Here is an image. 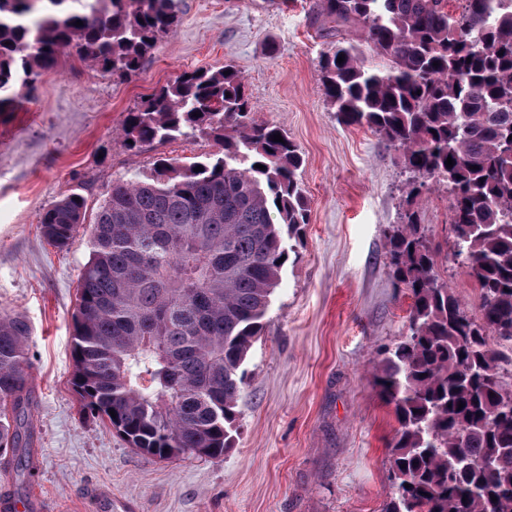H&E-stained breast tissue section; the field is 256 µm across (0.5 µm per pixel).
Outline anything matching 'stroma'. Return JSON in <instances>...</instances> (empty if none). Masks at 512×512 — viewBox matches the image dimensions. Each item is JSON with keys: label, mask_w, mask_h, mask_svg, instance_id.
<instances>
[{"label": "stroma", "mask_w": 512, "mask_h": 512, "mask_svg": "<svg viewBox=\"0 0 512 512\" xmlns=\"http://www.w3.org/2000/svg\"><path fill=\"white\" fill-rule=\"evenodd\" d=\"M309 0H181L175 34L123 81L77 57L44 75L33 96L0 112V316L32 327L27 343L40 477L10 484L49 512H94L104 487L128 512H381L392 493L397 422L374 384L403 340L411 299L395 287L389 235L407 210L439 250L436 268L477 313L480 293L453 252L446 186L409 199L401 158L377 135L342 124L318 76L327 45L306 22ZM233 65L256 119L283 129L304 163L308 222L287 241L261 336L247 361L233 444L223 459L136 454L84 418L69 380L78 275L89 249L50 246L39 220L65 195L95 213L118 178L159 157L205 160L216 145L177 138L129 148L127 112L179 73Z\"/></svg>", "instance_id": "stroma-1"}]
</instances>
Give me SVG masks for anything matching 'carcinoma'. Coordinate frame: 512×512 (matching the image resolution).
Instances as JSON below:
<instances>
[{"mask_svg": "<svg viewBox=\"0 0 512 512\" xmlns=\"http://www.w3.org/2000/svg\"><path fill=\"white\" fill-rule=\"evenodd\" d=\"M179 5L0 0V112L66 52L132 77L174 33ZM308 18L328 45L319 76L339 119L401 155L407 196L448 188L454 255L481 294L474 317L435 273L420 215L405 213L386 249L412 300L409 334L375 375L398 424L384 512H512V357L500 351L512 345V0H312ZM121 134L130 148L184 137L220 152L112 181L91 222L76 193L42 214L58 249L88 236L70 383L81 411L135 452L220 460L286 238L308 223L303 158L254 118L231 65L179 74ZM29 336L25 319L0 317V471L18 480L32 476Z\"/></svg>", "mask_w": 512, "mask_h": 512, "instance_id": "1", "label": "carcinoma"}]
</instances>
